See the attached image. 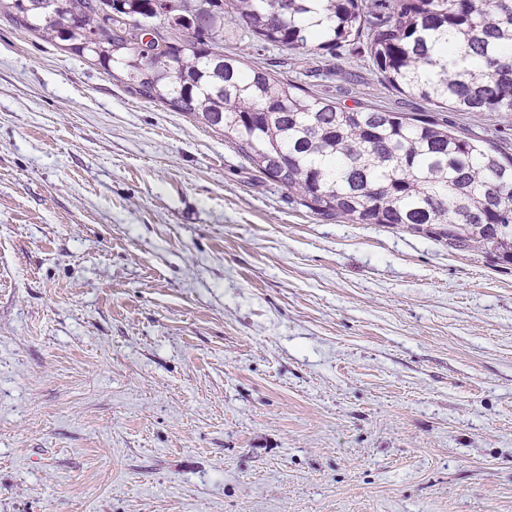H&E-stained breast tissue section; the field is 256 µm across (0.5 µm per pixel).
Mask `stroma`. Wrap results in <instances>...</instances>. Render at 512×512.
<instances>
[{"mask_svg":"<svg viewBox=\"0 0 512 512\" xmlns=\"http://www.w3.org/2000/svg\"><path fill=\"white\" fill-rule=\"evenodd\" d=\"M226 46L433 111L350 47ZM0 512H512V264L324 220L0 13Z\"/></svg>","mask_w":512,"mask_h":512,"instance_id":"stroma-1","label":"stroma"}]
</instances>
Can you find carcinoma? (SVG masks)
Wrapping results in <instances>:
<instances>
[{
  "label": "carcinoma",
  "instance_id": "obj_1",
  "mask_svg": "<svg viewBox=\"0 0 512 512\" xmlns=\"http://www.w3.org/2000/svg\"><path fill=\"white\" fill-rule=\"evenodd\" d=\"M0 0L44 40L222 132L310 212L406 228L512 264V155L423 113L352 109L224 51V25L302 56L363 48L393 88L512 112V0ZM141 25L149 49L126 35Z\"/></svg>",
  "mask_w": 512,
  "mask_h": 512
}]
</instances>
